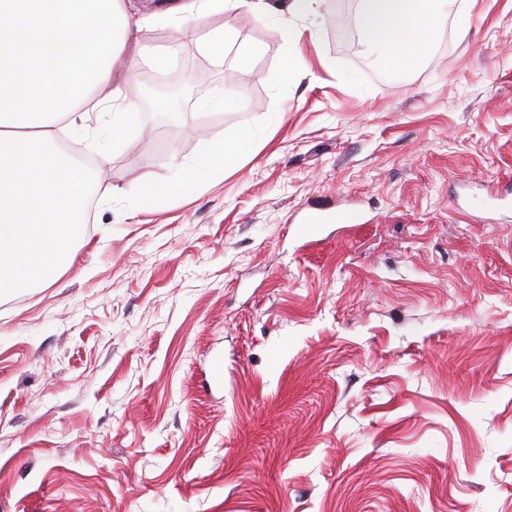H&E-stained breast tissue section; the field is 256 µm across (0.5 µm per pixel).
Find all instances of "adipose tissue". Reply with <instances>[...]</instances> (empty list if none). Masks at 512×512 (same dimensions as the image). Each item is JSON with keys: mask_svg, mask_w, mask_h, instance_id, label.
<instances>
[{"mask_svg": "<svg viewBox=\"0 0 512 512\" xmlns=\"http://www.w3.org/2000/svg\"><path fill=\"white\" fill-rule=\"evenodd\" d=\"M452 0H359L358 27L382 63L407 69L427 54L418 22L436 29ZM319 0H180L148 16L127 0H0V293L32 288L70 257L92 177L60 144L62 132L108 128L121 142L137 105L112 82L160 68L168 53L132 43L134 30L244 10L254 18L316 15Z\"/></svg>", "mask_w": 512, "mask_h": 512, "instance_id": "adipose-tissue-1", "label": "adipose tissue"}]
</instances>
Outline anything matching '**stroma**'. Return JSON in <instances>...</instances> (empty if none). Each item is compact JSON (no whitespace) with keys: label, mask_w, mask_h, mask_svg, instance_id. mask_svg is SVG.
<instances>
[{"label":"stroma","mask_w":512,"mask_h":512,"mask_svg":"<svg viewBox=\"0 0 512 512\" xmlns=\"http://www.w3.org/2000/svg\"><path fill=\"white\" fill-rule=\"evenodd\" d=\"M457 4L407 73L340 36L358 0L292 20V78L272 20L138 33L186 88L0 296V512H512V0ZM228 29L221 25L209 29L201 36V41L204 48L215 57H222L224 50L228 46ZM254 133L249 127H244L229 142H216L211 146V163L222 164L224 169L233 167L252 148Z\"/></svg>","instance_id":"1"}]
</instances>
